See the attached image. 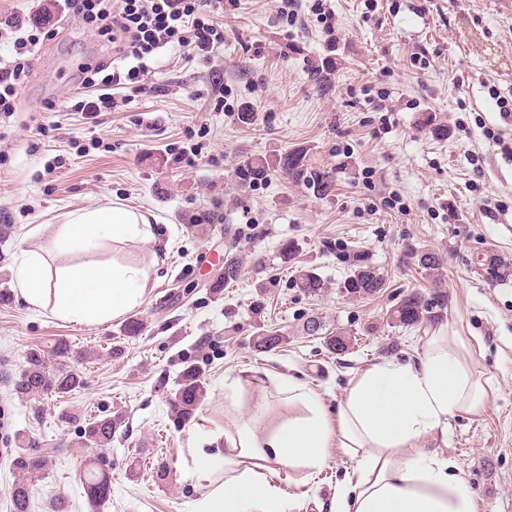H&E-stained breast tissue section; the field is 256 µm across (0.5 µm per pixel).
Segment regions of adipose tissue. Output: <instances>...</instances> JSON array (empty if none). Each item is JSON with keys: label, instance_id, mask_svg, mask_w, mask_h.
<instances>
[{"label": "adipose tissue", "instance_id": "1", "mask_svg": "<svg viewBox=\"0 0 512 512\" xmlns=\"http://www.w3.org/2000/svg\"><path fill=\"white\" fill-rule=\"evenodd\" d=\"M148 218L119 207L67 213L49 251H24L18 293L29 306L64 322L101 323L139 305L151 284L144 267L112 262L56 266L52 255L96 252L103 241L152 237ZM288 404L278 416L267 399L239 407L224 449L200 453L196 475L206 491L195 512H291L267 472L285 476L316 470L330 448L357 460L329 512H476L474 493L449 460L448 419L474 414L487 400L473 370L469 341L450 324L438 325L415 363L380 361L352 378L336 414L303 382L279 381Z\"/></svg>", "mask_w": 512, "mask_h": 512}]
</instances>
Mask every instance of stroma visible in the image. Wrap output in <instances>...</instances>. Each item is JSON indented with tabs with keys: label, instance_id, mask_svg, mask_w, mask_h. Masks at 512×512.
<instances>
[{
	"label": "stroma",
	"instance_id": "obj_1",
	"mask_svg": "<svg viewBox=\"0 0 512 512\" xmlns=\"http://www.w3.org/2000/svg\"><path fill=\"white\" fill-rule=\"evenodd\" d=\"M321 0H224L214 20L224 42L209 60L170 50L138 82L116 89L99 126L77 108L94 98L82 70L106 58L93 32L54 0H0V60H15L50 13L54 36L36 47L33 70L12 116L0 118V512H10L17 435L30 455L47 441L59 452L37 482L30 512H91L81 476L90 459L112 478L103 512H194L204 493L193 463L199 448L233 430L244 397L279 402L292 376L335 408L353 375L374 362H415L428 325L398 327L388 314L411 292L445 301L443 319L470 337L487 383L484 408L448 420L447 452L473 491L478 512L512 500V0H322L335 13L327 36ZM385 90L381 108L367 91ZM506 108H499V101ZM56 102L57 111L45 105ZM252 113L251 121L238 115ZM503 131L504 142L489 138ZM304 151L332 172L319 196L302 181L269 172L257 183L239 170L271 151ZM119 206L143 212L154 236L103 242L95 257L148 267L137 337L119 317L93 325L61 322L19 296L15 270L27 249L47 247L67 212ZM213 220L197 224V215ZM293 242V260L279 248ZM441 259L426 273L410 251ZM367 257L384 279L370 297L346 296L343 253ZM235 258L237 282L215 290ZM324 281L318 295L291 285L298 269ZM129 316V317H130ZM320 321L318 333L306 331ZM281 335L257 349L259 330ZM351 336L335 354L325 343ZM82 378L65 397L20 398L10 382L27 353H52ZM203 373L206 394L193 418L172 411L185 362ZM121 417L111 443L81 444L88 417ZM356 461L332 448L314 476L280 481L295 512H328L337 483Z\"/></svg>",
	"mask_w": 512,
	"mask_h": 512
}]
</instances>
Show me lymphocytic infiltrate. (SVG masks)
<instances>
[{
    "label": "lymphocytic infiltrate",
    "mask_w": 512,
    "mask_h": 512,
    "mask_svg": "<svg viewBox=\"0 0 512 512\" xmlns=\"http://www.w3.org/2000/svg\"><path fill=\"white\" fill-rule=\"evenodd\" d=\"M223 7V0H63L61 9L130 61L124 74L108 72L103 62L85 68L83 84L99 79L108 87L149 73V59L170 48L188 59L208 58L224 40L211 19Z\"/></svg>",
    "instance_id": "f902f5d3"
}]
</instances>
